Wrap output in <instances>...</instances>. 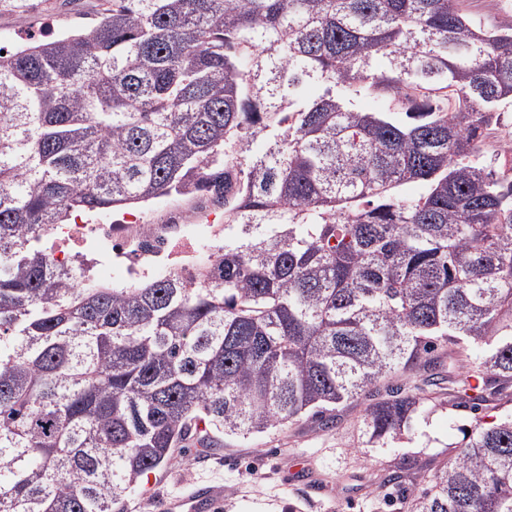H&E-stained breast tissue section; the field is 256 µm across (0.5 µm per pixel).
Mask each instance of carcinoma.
Instances as JSON below:
<instances>
[{"instance_id":"1","label":"carcinoma","mask_w":512,"mask_h":512,"mask_svg":"<svg viewBox=\"0 0 512 512\" xmlns=\"http://www.w3.org/2000/svg\"><path fill=\"white\" fill-rule=\"evenodd\" d=\"M511 108L512 28L461 0H102L5 50L0 512H126L188 443L351 402L389 448L432 393L373 390L448 345L512 383V181L476 159ZM202 182L224 244L192 278L87 286L40 246ZM401 508L512 512V416Z\"/></svg>"}]
</instances>
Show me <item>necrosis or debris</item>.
Instances as JSON below:
<instances>
[{"instance_id":"obj_1","label":"necrosis or debris","mask_w":512,"mask_h":512,"mask_svg":"<svg viewBox=\"0 0 512 512\" xmlns=\"http://www.w3.org/2000/svg\"><path fill=\"white\" fill-rule=\"evenodd\" d=\"M156 211L149 206L133 222L120 213L97 224L56 225L51 254L101 285L111 280L115 265L133 281L169 269L190 274L203 257L215 262L224 228L211 223V208L172 210L161 219Z\"/></svg>"}]
</instances>
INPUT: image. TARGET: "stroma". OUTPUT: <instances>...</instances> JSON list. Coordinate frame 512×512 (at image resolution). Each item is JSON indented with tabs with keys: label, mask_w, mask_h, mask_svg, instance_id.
Masks as SVG:
<instances>
[{
	"label": "stroma",
	"mask_w": 512,
	"mask_h": 512,
	"mask_svg": "<svg viewBox=\"0 0 512 512\" xmlns=\"http://www.w3.org/2000/svg\"><path fill=\"white\" fill-rule=\"evenodd\" d=\"M99 0H44L25 15L0 8V40L58 35L91 23ZM512 413V387L472 404L445 383L426 414L415 419L409 438L386 450L363 447L358 430L361 408L338 406L332 426L302 417L248 440L222 439L210 456L177 458L149 474L128 499V512H188L183 502L199 488L218 487L211 512H399V492L389 483L401 459L412 467L403 481L418 483L423 470L441 461L449 444L460 442L476 420H498Z\"/></svg>",
	"instance_id": "stroma-1"
}]
</instances>
